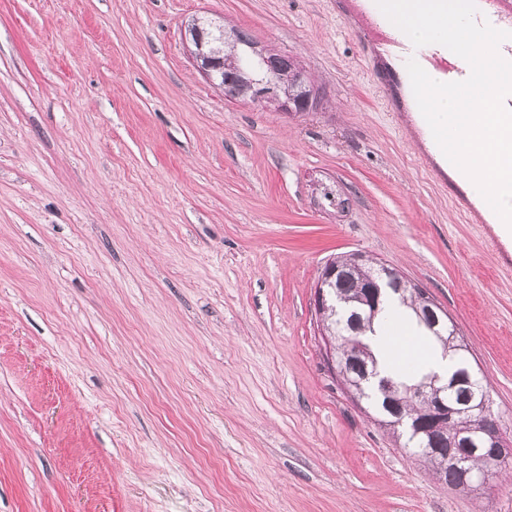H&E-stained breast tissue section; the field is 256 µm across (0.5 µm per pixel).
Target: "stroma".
Masks as SVG:
<instances>
[{
  "label": "stroma",
  "mask_w": 512,
  "mask_h": 512,
  "mask_svg": "<svg viewBox=\"0 0 512 512\" xmlns=\"http://www.w3.org/2000/svg\"><path fill=\"white\" fill-rule=\"evenodd\" d=\"M206 16L295 56L311 112L226 99ZM384 110L336 0H0V512H512L437 481L326 363V263L447 309L512 441L502 251Z\"/></svg>",
  "instance_id": "35a3bbf8"
}]
</instances>
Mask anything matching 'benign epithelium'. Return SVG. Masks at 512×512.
Returning <instances> with one entry per match:
<instances>
[{
	"mask_svg": "<svg viewBox=\"0 0 512 512\" xmlns=\"http://www.w3.org/2000/svg\"><path fill=\"white\" fill-rule=\"evenodd\" d=\"M218 32H210L205 36L202 32L201 20L196 19L188 26L193 49L190 56L197 70L211 83L224 90L228 99H249L262 101L274 106L279 112H310L316 109L319 93L311 84L297 62L290 56L278 53L258 44L249 45V57L252 65L260 68L269 80L268 86L276 84L278 78H283L280 90L269 95L256 92L253 79L244 70H239L238 76L232 79H220L214 73V49L212 43L220 42L224 46L237 44L235 33L220 24H211ZM371 262V259L361 253L349 254L343 261L326 264L319 278L315 291V305L319 314H324L331 308V303H344L342 294L331 295L326 291L330 282H338L351 271L357 270ZM396 288L399 294L412 291L416 295L413 308L417 319L426 327L431 335L445 344L453 345L455 349L465 347L466 340L453 332L452 336H444L451 321L448 310L440 306L426 292L402 278L394 268L385 264L380 265V274L362 280L359 295L360 309L373 315L377 314L385 302L388 290ZM366 347L360 340L353 341L345 350H328L327 362L330 369L340 376L348 388L355 394L372 383L378 374L369 368L357 378L348 375V365L364 358ZM479 368L469 365L456 369L449 376L431 373L422 383L406 387L407 393L417 399L425 400L424 408L416 414L402 409L390 410V417L382 423L391 429L402 427L420 438L425 447L427 457L434 467V475L440 481H447L446 471L452 468L460 474L459 487L469 489L474 483H484L489 480L491 470L488 468L476 470L469 466V460L481 454L484 459L493 463H508L512 461V443L506 441L496 420L491 417L487 397L470 399L460 403L448 402V389L463 388L470 384ZM463 414L476 417L470 426L462 428L457 425V418Z\"/></svg>",
	"mask_w": 512,
	"mask_h": 512,
	"instance_id": "benign-epithelium-1",
	"label": "benign epithelium"
}]
</instances>
